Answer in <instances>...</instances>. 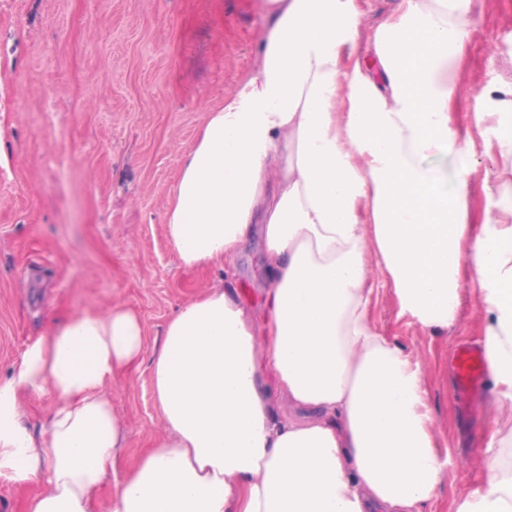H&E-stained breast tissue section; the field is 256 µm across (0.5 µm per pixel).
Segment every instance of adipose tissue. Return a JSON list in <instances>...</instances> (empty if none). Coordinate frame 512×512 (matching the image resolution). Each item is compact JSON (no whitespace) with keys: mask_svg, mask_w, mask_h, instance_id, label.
<instances>
[{"mask_svg":"<svg viewBox=\"0 0 512 512\" xmlns=\"http://www.w3.org/2000/svg\"><path fill=\"white\" fill-rule=\"evenodd\" d=\"M472 0H399L371 26L361 0H264L245 83L205 114L183 156L165 234L181 267L224 272L261 235L263 317L215 285L172 314L154 347L162 429L124 476L110 399L139 364L145 327L113 303L29 343L0 380V480L37 483L26 512H426L448 458L424 364L382 334L373 298L445 330L461 284L480 290L496 417L512 416V180L474 163L446 180L433 150L473 152L454 72ZM478 99L485 152L512 155V81ZM51 396L40 430L28 398ZM294 412L280 416L278 402ZM454 512H512V464L495 442ZM482 163L478 168V173L476 174V180L474 183L473 189V198H472V210L470 215V222L473 224L479 223V213L483 209L486 204V198L481 188V180L483 178L485 167H493V168H502L507 166L508 168L512 167V157L506 156L501 157L499 155L494 157V160L491 161L487 158H483L479 156Z\"/></svg>","mask_w":512,"mask_h":512,"instance_id":"adipose-tissue-1","label":"adipose tissue"}]
</instances>
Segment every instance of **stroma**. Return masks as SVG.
I'll return each mask as SVG.
<instances>
[{"mask_svg": "<svg viewBox=\"0 0 512 512\" xmlns=\"http://www.w3.org/2000/svg\"><path fill=\"white\" fill-rule=\"evenodd\" d=\"M459 107L475 128L477 94L512 69V0H474ZM263 0H0V378L30 339L73 316L120 302L154 346L174 310L212 286L213 272L179 266L164 218L182 158L208 109L252 72ZM241 300L264 305V256L249 240L232 281ZM380 331L425 361L424 385L445 470L438 512H453L478 483L460 459L490 435L493 392L460 411L450 359L484 346L480 294L462 284L454 326L435 332L399 317L391 289L373 307ZM127 429L121 466L135 464L161 424L151 358L112 382Z\"/></svg>", "mask_w": 512, "mask_h": 512, "instance_id": "stroma-1", "label": "stroma"}]
</instances>
